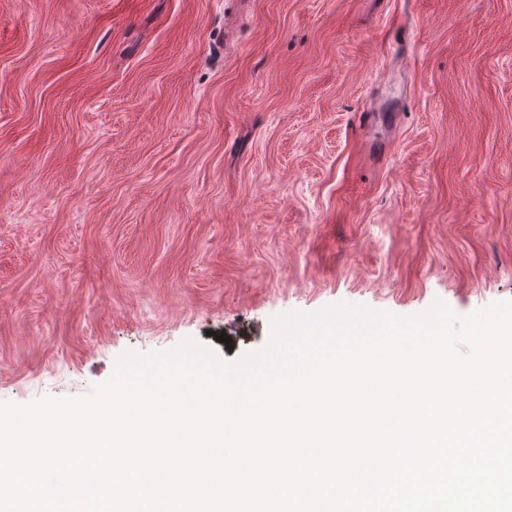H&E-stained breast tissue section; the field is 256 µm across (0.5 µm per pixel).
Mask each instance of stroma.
<instances>
[{
  "instance_id": "35a3bbf8",
  "label": "stroma",
  "mask_w": 512,
  "mask_h": 512,
  "mask_svg": "<svg viewBox=\"0 0 512 512\" xmlns=\"http://www.w3.org/2000/svg\"><path fill=\"white\" fill-rule=\"evenodd\" d=\"M438 300H512V0H0V400Z\"/></svg>"
}]
</instances>
